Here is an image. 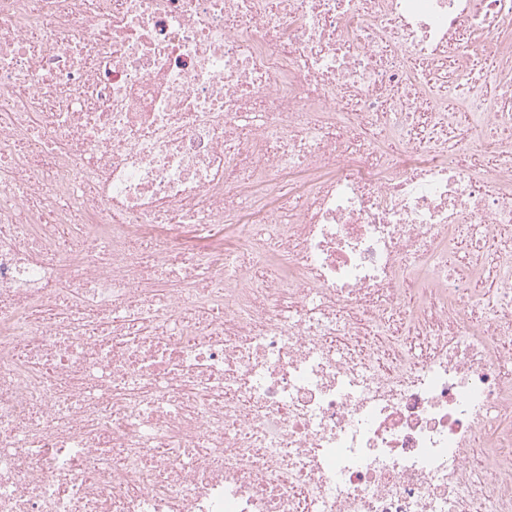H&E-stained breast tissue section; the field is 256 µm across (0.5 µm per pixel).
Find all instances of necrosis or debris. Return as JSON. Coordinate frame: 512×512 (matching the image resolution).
Segmentation results:
<instances>
[{
    "label": "necrosis or debris",
    "instance_id": "4bbe7bcc",
    "mask_svg": "<svg viewBox=\"0 0 512 512\" xmlns=\"http://www.w3.org/2000/svg\"><path fill=\"white\" fill-rule=\"evenodd\" d=\"M512 0H0V512H512Z\"/></svg>",
    "mask_w": 512,
    "mask_h": 512
}]
</instances>
